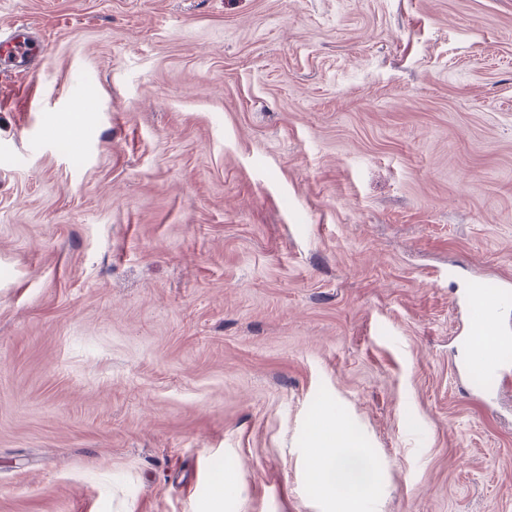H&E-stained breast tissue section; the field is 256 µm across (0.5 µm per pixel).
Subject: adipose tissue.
Here are the masks:
<instances>
[{"mask_svg":"<svg viewBox=\"0 0 512 512\" xmlns=\"http://www.w3.org/2000/svg\"><path fill=\"white\" fill-rule=\"evenodd\" d=\"M358 438L346 431L317 433L308 456L314 482L324 495L338 501L344 512H363L372 495L370 479L347 474L343 455L358 448Z\"/></svg>","mask_w":512,"mask_h":512,"instance_id":"obj_1","label":"adipose tissue"}]
</instances>
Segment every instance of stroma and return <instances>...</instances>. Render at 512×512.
<instances>
[{
	"label": "stroma",
	"instance_id": "35a3bbf8",
	"mask_svg": "<svg viewBox=\"0 0 512 512\" xmlns=\"http://www.w3.org/2000/svg\"><path fill=\"white\" fill-rule=\"evenodd\" d=\"M16 21L45 49L0 102V512H336L321 424L370 512H512V389L461 388L451 307L512 289V0ZM316 430L313 448L308 456V467L314 483L324 495L335 499L345 509L337 512L365 511L364 505L372 497L371 480L359 479L344 469L342 455L359 448V439L352 433H332ZM320 432V433H319Z\"/></svg>",
	"mask_w": 512,
	"mask_h": 512
}]
</instances>
